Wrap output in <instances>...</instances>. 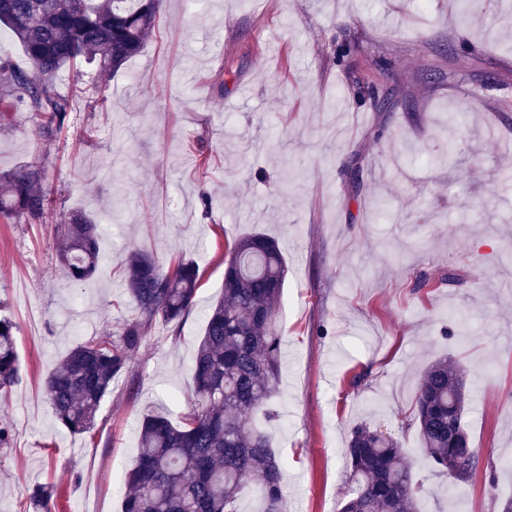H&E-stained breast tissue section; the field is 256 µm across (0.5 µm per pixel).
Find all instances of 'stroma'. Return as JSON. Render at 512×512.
I'll return each mask as SVG.
<instances>
[{
  "mask_svg": "<svg viewBox=\"0 0 512 512\" xmlns=\"http://www.w3.org/2000/svg\"><path fill=\"white\" fill-rule=\"evenodd\" d=\"M90 73H58L71 110L54 142L23 107L0 126V173L41 168L50 200L39 221L0 220V314L22 365L0 398V512L51 483L55 512H121L140 418L180 422L226 243L254 232L288 265L269 432L289 512H338L361 423L426 478L422 512H497L512 497V0H163L143 50L102 85ZM72 210L99 222L104 252L79 283L54 234ZM140 249L196 260L195 304L179 335L152 328L93 431L69 434L44 381L131 318L121 265ZM444 357L466 371L480 454L455 483L405 426L420 370Z\"/></svg>",
  "mask_w": 512,
  "mask_h": 512,
  "instance_id": "stroma-1",
  "label": "stroma"
}]
</instances>
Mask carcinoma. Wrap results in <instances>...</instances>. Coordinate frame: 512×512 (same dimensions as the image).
I'll use <instances>...</instances> for the list:
<instances>
[{"label": "carcinoma", "instance_id": "1", "mask_svg": "<svg viewBox=\"0 0 512 512\" xmlns=\"http://www.w3.org/2000/svg\"><path fill=\"white\" fill-rule=\"evenodd\" d=\"M160 0H0V25L20 43L29 68L0 65V122L21 104L44 118L51 138L70 111L54 94L52 80L86 59L97 79L138 54L155 29ZM44 172L22 166L0 175V219H36L47 208ZM60 263L74 281L91 277L102 261L98 224L81 212L56 225ZM134 314L115 334L78 343L46 379L58 423L71 434L93 430L112 383L128 372L147 330L156 323L179 326L194 305L199 267L178 260L164 268L150 253L124 262ZM286 262L278 242L251 233L234 242L224 270V293L206 316L190 367L193 398L180 423L145 414L138 456L125 476L122 512H238L252 489L262 495L259 512H288L283 465L260 420L274 417L271 401L280 372L278 302ZM17 325L0 317V392L20 380ZM465 371L440 359L422 372L408 426L423 454L448 482L464 480L479 465L465 428ZM350 486L340 512H421L429 493L398 439L366 424L353 428L345 450ZM58 492L37 488L35 512H52Z\"/></svg>", "mask_w": 512, "mask_h": 512}]
</instances>
